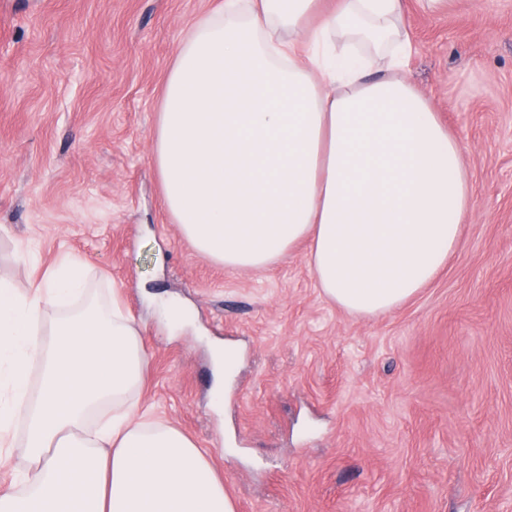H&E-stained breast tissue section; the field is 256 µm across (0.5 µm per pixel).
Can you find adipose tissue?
<instances>
[{"label":"adipose tissue","mask_w":512,"mask_h":512,"mask_svg":"<svg viewBox=\"0 0 512 512\" xmlns=\"http://www.w3.org/2000/svg\"><path fill=\"white\" fill-rule=\"evenodd\" d=\"M321 4L224 0L198 20L166 76L153 163L196 252L238 271L308 243L322 293L380 316L447 265L472 185L461 143L402 76L406 0ZM147 367L135 319L77 261L26 295L1 279L0 461L21 420L28 466L0 512H235L206 453L141 408Z\"/></svg>","instance_id":"adipose-tissue-1"}]
</instances>
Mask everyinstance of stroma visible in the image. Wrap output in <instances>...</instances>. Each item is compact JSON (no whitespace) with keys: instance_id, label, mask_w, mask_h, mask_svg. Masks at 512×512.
<instances>
[{"instance_id":"1","label":"stroma","mask_w":512,"mask_h":512,"mask_svg":"<svg viewBox=\"0 0 512 512\" xmlns=\"http://www.w3.org/2000/svg\"><path fill=\"white\" fill-rule=\"evenodd\" d=\"M221 0H0V276L61 259L149 353L140 403L206 450L237 512H512V0H407L405 72L464 148L459 247L391 313L321 293L306 245L226 270L152 162L167 72ZM235 351L212 402L211 341Z\"/></svg>"}]
</instances>
